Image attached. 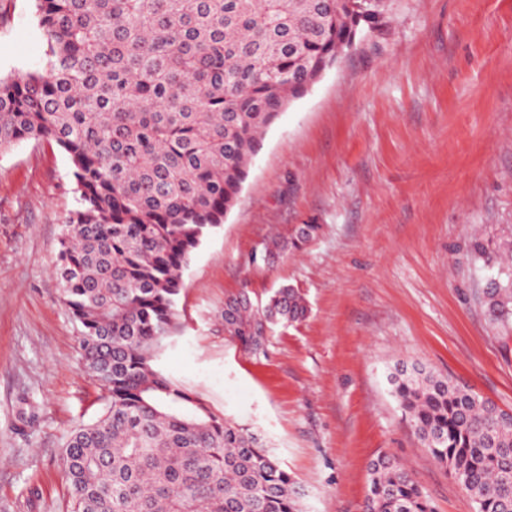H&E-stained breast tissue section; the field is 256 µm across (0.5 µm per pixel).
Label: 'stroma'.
Returning <instances> with one entry per match:
<instances>
[{"label":"stroma","mask_w":512,"mask_h":512,"mask_svg":"<svg viewBox=\"0 0 512 512\" xmlns=\"http://www.w3.org/2000/svg\"><path fill=\"white\" fill-rule=\"evenodd\" d=\"M0 74L37 69L33 0H0ZM67 154L0 152V512H67L69 433L101 412L54 274L76 208ZM321 225L273 267L249 253ZM512 250V0H389L388 23L271 125L238 202L193 254L158 368L249 427L297 481L305 512H363L368 465L414 471L436 512L459 483L405 419L388 375L420 362L512 412V327L485 296L472 236ZM288 283L309 315L265 353L224 332L227 296Z\"/></svg>","instance_id":"stroma-1"}]
</instances>
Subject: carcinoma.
<instances>
[{
  "label": "carcinoma",
  "instance_id": "1",
  "mask_svg": "<svg viewBox=\"0 0 512 512\" xmlns=\"http://www.w3.org/2000/svg\"><path fill=\"white\" fill-rule=\"evenodd\" d=\"M43 64L0 75V150L54 143L70 160L76 209L55 274L80 326L104 410L64 449L71 512H303L302 493L256 433L215 414L154 361L175 323L184 270L224 223L266 130L294 98L376 31L387 0H34ZM319 224H296L250 252L254 267L298 250ZM478 259L500 251L472 238ZM504 325L512 282L487 285ZM300 289L224 302V332L266 352L304 321ZM392 394L473 512H512V418L449 377L413 364ZM363 512H435L403 462L369 463Z\"/></svg>",
  "mask_w": 512,
  "mask_h": 512
}]
</instances>
